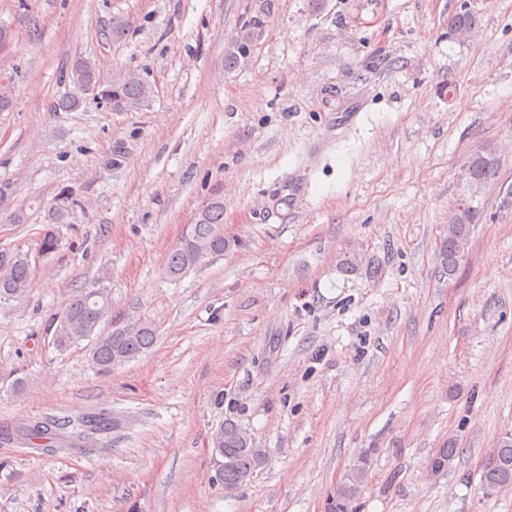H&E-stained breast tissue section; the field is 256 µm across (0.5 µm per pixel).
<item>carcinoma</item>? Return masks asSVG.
<instances>
[{
  "mask_svg": "<svg viewBox=\"0 0 512 512\" xmlns=\"http://www.w3.org/2000/svg\"><path fill=\"white\" fill-rule=\"evenodd\" d=\"M479 18L469 11H461L448 18L451 29L470 28ZM69 80L74 90L58 102V107L69 110L84 102L86 90L99 86L101 101L117 111H130L144 105L152 95L151 85L140 74L131 70H118L108 76L100 75L96 64L80 59L72 65ZM496 159L488 154H474L468 165L470 179L484 182L495 175ZM472 210L461 213V220L448 228L441 256L442 267L453 276L457 272L467 248ZM226 249L224 241V202L216 199L201 210L188 236L182 239L170 253L166 262V274L172 280L182 278L190 270L201 265L200 254L204 251L220 255ZM34 271L24 258L13 255L0 260V300H21L27 296ZM112 317V302L103 286L87 288L73 296L48 326L53 345L65 349L83 339H94L90 349V362L99 372H110L117 364L127 363L145 354L155 341L150 325L143 322L118 324L111 321L107 333L100 327ZM224 455L221 477L224 489L231 491L244 482L246 475L263 466L258 449L247 442L246 435L233 422L224 423L221 438L212 443ZM368 459L362 458L359 468L352 472L337 493L336 512H345V503L355 499L366 474ZM483 487L512 485V437L504 436L498 443L494 464L481 471Z\"/></svg>",
  "mask_w": 512,
  "mask_h": 512,
  "instance_id": "carcinoma-1",
  "label": "carcinoma"
}]
</instances>
